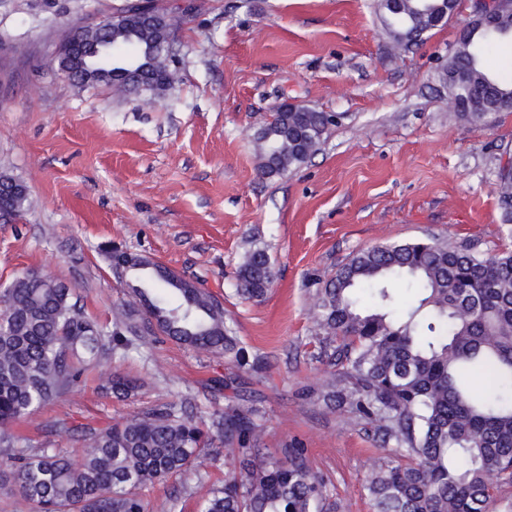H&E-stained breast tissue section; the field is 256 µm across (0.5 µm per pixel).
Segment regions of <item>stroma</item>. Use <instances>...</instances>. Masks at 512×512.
I'll use <instances>...</instances> for the list:
<instances>
[{"instance_id": "stroma-1", "label": "stroma", "mask_w": 512, "mask_h": 512, "mask_svg": "<svg viewBox=\"0 0 512 512\" xmlns=\"http://www.w3.org/2000/svg\"><path fill=\"white\" fill-rule=\"evenodd\" d=\"M129 0H0V173L28 203L0 223V289L27 272L75 288L86 316L112 327L143 272L118 276L113 253L150 258L223 304L256 374L166 337L104 356L82 391L35 416L52 430L20 432L68 454L72 430L103 427L172 403L210 421L234 395L254 399L264 455L303 449L330 487L333 512H373L365 488L380 457L371 430L310 391L324 379L311 304L313 281L360 249L427 236L512 248L495 183L512 156V112L493 122L448 107L438 73L471 20L470 0L408 51L393 49L376 0H154L182 16L171 33L178 80L164 97H117L57 72L66 32L95 25ZM298 102L335 114L320 150L299 168L259 173L256 136ZM268 246L276 277L263 301L240 299L234 273L250 239ZM137 378L116 399L113 371ZM237 378V390L222 386ZM216 465L148 487L149 512H197L232 468L215 437Z\"/></svg>"}]
</instances>
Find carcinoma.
<instances>
[{
	"label": "carcinoma",
	"mask_w": 512,
	"mask_h": 512,
	"mask_svg": "<svg viewBox=\"0 0 512 512\" xmlns=\"http://www.w3.org/2000/svg\"><path fill=\"white\" fill-rule=\"evenodd\" d=\"M391 45L406 51L446 23L453 0H378ZM177 20L138 19L134 6L94 27L68 32L60 61L86 60L79 84L105 83L120 93L161 98L175 82L163 44ZM512 37V2L494 25L463 30L440 71L460 115L493 120L512 112V80L490 71L487 48ZM107 45L94 58L83 47ZM333 116L307 108L274 112L257 134L263 176L301 166L325 141ZM24 185L0 174V205L19 216ZM502 221L512 224V168L497 173ZM120 260L163 285L134 287L136 305L121 304L113 330L87 319L65 283L28 272L0 290V485L15 512H147L143 490L208 461L213 434L236 445L239 469L198 504V512H326L325 478L300 448L269 459L257 448L252 404L238 402L210 423L172 404L151 406L105 428L81 427L79 460L18 445L15 426L84 386L102 356L145 345L160 332L240 369L258 358L234 336L224 306L210 292L143 256ZM275 280L265 246L251 244L236 272V291L260 301ZM329 378L324 401L373 428L386 454L366 489L373 512H492L496 491L512 486V251L486 257L473 242L428 237L383 242L357 251L317 283L313 302ZM106 390L126 398L138 381L120 372Z\"/></svg>",
	"instance_id": "1"
}]
</instances>
